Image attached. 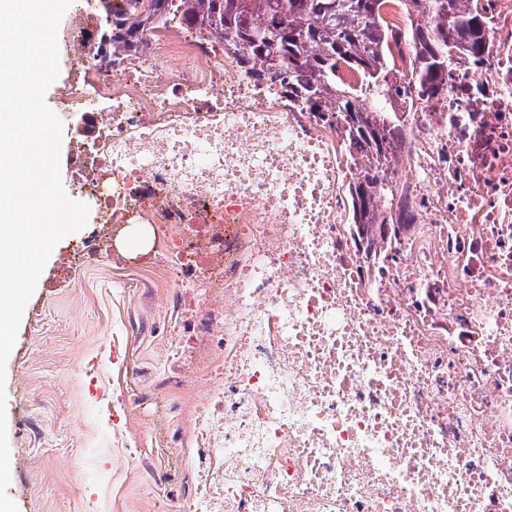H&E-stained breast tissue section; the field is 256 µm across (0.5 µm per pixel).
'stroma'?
Wrapping results in <instances>:
<instances>
[{
  "instance_id": "obj_1",
  "label": "stroma",
  "mask_w": 512,
  "mask_h": 512,
  "mask_svg": "<svg viewBox=\"0 0 512 512\" xmlns=\"http://www.w3.org/2000/svg\"><path fill=\"white\" fill-rule=\"evenodd\" d=\"M88 224L53 250L28 301L6 364L11 482L19 512H153L155 499L181 503L187 456L167 448L163 431L185 432L199 370L183 389L139 406L141 393L178 376L171 361L172 289L157 261L123 265L105 252L75 256L97 235ZM128 345V373L112 361L114 340ZM126 408L112 421L117 388ZM128 445H121L120 434Z\"/></svg>"
}]
</instances>
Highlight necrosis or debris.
<instances>
[{
	"label": "necrosis or debris",
	"mask_w": 512,
	"mask_h": 512,
	"mask_svg": "<svg viewBox=\"0 0 512 512\" xmlns=\"http://www.w3.org/2000/svg\"><path fill=\"white\" fill-rule=\"evenodd\" d=\"M418 98L407 43L376 98L404 134L379 170L410 223L355 226L365 163L334 119L246 73L209 29L95 48L92 0L57 32L80 116L71 166L120 243L174 260L210 314L172 332L220 389L195 408L193 488L166 512H512V0Z\"/></svg>",
	"instance_id": "necrosis-or-debris-1"
}]
</instances>
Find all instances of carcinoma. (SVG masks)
I'll use <instances>...</instances> for the list:
<instances>
[{"instance_id": "cac0c4a2", "label": "carcinoma", "mask_w": 512, "mask_h": 512, "mask_svg": "<svg viewBox=\"0 0 512 512\" xmlns=\"http://www.w3.org/2000/svg\"><path fill=\"white\" fill-rule=\"evenodd\" d=\"M160 16L180 14L186 27H210L224 44L241 50V60L257 76L277 75L280 87L296 95L310 110L339 120L348 141L368 152L374 165L388 157L400 138L397 125L374 108L367 109L349 91L338 88L339 63L361 71L369 91L387 93L391 38L383 20L385 0H154ZM403 6L425 17L412 33L415 46L416 84L422 96L440 93L448 79V46L474 57L481 56L489 34L479 14L465 0H403ZM136 23L126 29L112 22L110 45L132 47L150 17L138 19L130 5L124 13ZM360 224H384L395 203V189L378 185L366 174L353 185Z\"/></svg>"}]
</instances>
